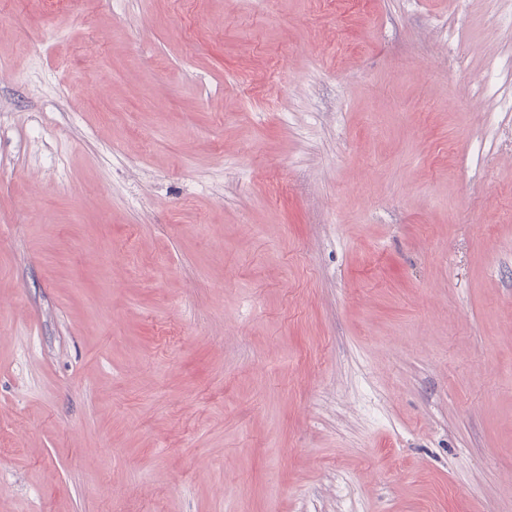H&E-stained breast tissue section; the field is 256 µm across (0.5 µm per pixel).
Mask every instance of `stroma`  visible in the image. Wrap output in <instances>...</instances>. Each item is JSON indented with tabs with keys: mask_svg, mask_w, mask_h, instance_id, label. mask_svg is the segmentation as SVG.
<instances>
[{
	"mask_svg": "<svg viewBox=\"0 0 512 512\" xmlns=\"http://www.w3.org/2000/svg\"><path fill=\"white\" fill-rule=\"evenodd\" d=\"M0 10V512H512V0Z\"/></svg>",
	"mask_w": 512,
	"mask_h": 512,
	"instance_id": "stroma-1",
	"label": "stroma"
}]
</instances>
